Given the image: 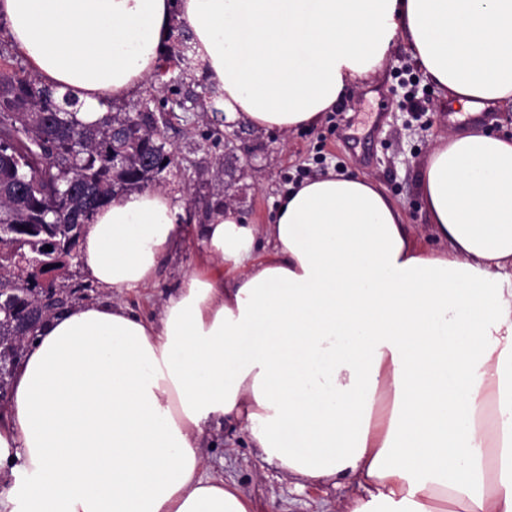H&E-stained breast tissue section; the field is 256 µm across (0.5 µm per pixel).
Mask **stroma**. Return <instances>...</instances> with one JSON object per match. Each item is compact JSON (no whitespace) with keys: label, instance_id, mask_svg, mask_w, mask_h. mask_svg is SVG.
Segmentation results:
<instances>
[{"label":"stroma","instance_id":"obj_1","mask_svg":"<svg viewBox=\"0 0 512 512\" xmlns=\"http://www.w3.org/2000/svg\"><path fill=\"white\" fill-rule=\"evenodd\" d=\"M208 100L191 111H176L165 130L179 164L164 173L160 189L182 211L184 224L207 223L212 207L232 185L234 203L258 228L266 244V224L285 186L299 178L330 172L367 176L403 207L411 230L428 235L419 173L435 143L470 127L465 111L440 104L439 91L416 72L403 37L391 45L386 67L371 89L349 88L336 108L315 126L290 132L256 131L235 122L237 149L224 145V132L208 119ZM202 248L194 234L182 237L165 259L155 283L133 292L108 293L92 287L93 301L111 300L133 313L157 318L171 288L192 271ZM205 474L224 476L250 498L254 512H342L363 493L357 480L314 483L289 475L263 460L246 435L234 429L206 432L201 439Z\"/></svg>","mask_w":512,"mask_h":512}]
</instances>
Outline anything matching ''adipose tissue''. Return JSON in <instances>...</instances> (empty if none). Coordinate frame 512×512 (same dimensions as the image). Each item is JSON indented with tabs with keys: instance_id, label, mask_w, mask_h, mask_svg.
Here are the masks:
<instances>
[{
	"instance_id": "adipose-tissue-1",
	"label": "adipose tissue",
	"mask_w": 512,
	"mask_h": 512,
	"mask_svg": "<svg viewBox=\"0 0 512 512\" xmlns=\"http://www.w3.org/2000/svg\"><path fill=\"white\" fill-rule=\"evenodd\" d=\"M228 119L292 131L403 36L445 101L512 112V0H0L42 84L97 122L156 68L172 15ZM430 245L372 179L328 173L255 225L215 206L159 318L106 301L48 318L0 409V512H253L202 474L230 423L264 460L367 489L344 512H512V137L441 139L420 174ZM160 190L107 200L80 261L151 284L182 236Z\"/></svg>"
}]
</instances>
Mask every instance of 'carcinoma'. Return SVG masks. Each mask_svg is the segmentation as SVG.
Wrapping results in <instances>:
<instances>
[{"label": "carcinoma", "instance_id": "carcinoma-1", "mask_svg": "<svg viewBox=\"0 0 512 512\" xmlns=\"http://www.w3.org/2000/svg\"><path fill=\"white\" fill-rule=\"evenodd\" d=\"M191 51L186 46L157 66L160 92L170 90L168 67L188 64ZM77 104L74 95L19 74L0 53V355L14 348L5 313L17 308L23 287L15 257L36 260L44 273L62 269L101 203L159 182L177 162L147 113L107 112L87 125ZM78 157L86 164L74 166ZM70 180L74 193L59 195Z\"/></svg>", "mask_w": 512, "mask_h": 512}]
</instances>
